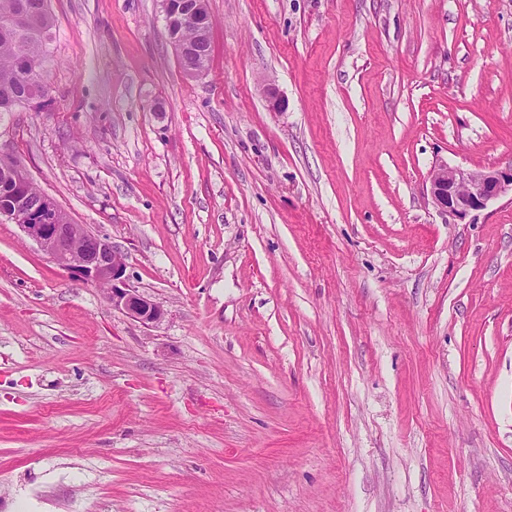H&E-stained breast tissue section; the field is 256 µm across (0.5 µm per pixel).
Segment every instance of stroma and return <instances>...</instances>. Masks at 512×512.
I'll use <instances>...</instances> for the list:
<instances>
[{
  "label": "stroma",
  "instance_id": "stroma-1",
  "mask_svg": "<svg viewBox=\"0 0 512 512\" xmlns=\"http://www.w3.org/2000/svg\"><path fill=\"white\" fill-rule=\"evenodd\" d=\"M0 147L161 302L0 222V512H512V0H51ZM274 87L284 106L265 98ZM170 1L173 0H160L162 11L165 16L167 31L169 25L174 22L185 24V22L188 21L191 24L199 27H202L204 24L209 23L210 26V15L203 14L199 4L196 5L194 13L192 15L182 16L179 13H171L169 9ZM172 5L174 6L176 11L183 13L189 11L195 5V3L190 0H177L173 1ZM179 35L194 54L196 66L203 68L208 63L210 53L209 30L203 32L188 26L180 30ZM429 181L432 203L460 218L484 209L492 199L508 194L512 199V167L508 170H470L440 164Z\"/></svg>",
  "mask_w": 512,
  "mask_h": 512
}]
</instances>
